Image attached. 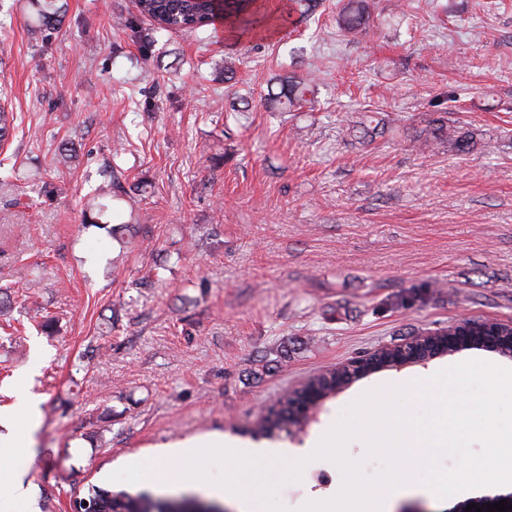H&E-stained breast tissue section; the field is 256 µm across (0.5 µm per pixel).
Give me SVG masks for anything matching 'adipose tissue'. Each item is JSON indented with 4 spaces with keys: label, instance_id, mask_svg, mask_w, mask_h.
<instances>
[{
    "label": "adipose tissue",
    "instance_id": "adipose-tissue-1",
    "mask_svg": "<svg viewBox=\"0 0 512 512\" xmlns=\"http://www.w3.org/2000/svg\"><path fill=\"white\" fill-rule=\"evenodd\" d=\"M38 424L34 403L25 388H18L10 411L0 413V425L7 429L0 434V512H18L27 503L22 472L6 467L5 460L17 443L34 446Z\"/></svg>",
    "mask_w": 512,
    "mask_h": 512
}]
</instances>
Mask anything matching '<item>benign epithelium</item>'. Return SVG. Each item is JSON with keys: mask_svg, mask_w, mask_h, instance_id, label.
Returning a JSON list of instances; mask_svg holds the SVG:
<instances>
[{"mask_svg": "<svg viewBox=\"0 0 512 512\" xmlns=\"http://www.w3.org/2000/svg\"><path fill=\"white\" fill-rule=\"evenodd\" d=\"M475 348L511 360L512 325L506 326L495 320L474 323L465 319L438 333L423 331L403 342L380 346L356 363L348 361L336 366V371L346 373L352 383L378 371L425 366L438 357ZM291 399L293 406L306 410L307 424L319 420L323 412L322 400L302 391L300 386L291 391Z\"/></svg>", "mask_w": 512, "mask_h": 512, "instance_id": "1", "label": "benign epithelium"}]
</instances>
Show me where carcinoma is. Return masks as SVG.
Masks as SVG:
<instances>
[{"instance_id": "carcinoma-1", "label": "carcinoma", "mask_w": 512, "mask_h": 512, "mask_svg": "<svg viewBox=\"0 0 512 512\" xmlns=\"http://www.w3.org/2000/svg\"><path fill=\"white\" fill-rule=\"evenodd\" d=\"M297 4L298 0H136L138 12L153 22L154 32L176 28L192 33L220 21L232 32L260 37L271 33L283 13L293 12ZM369 18L365 0H348L342 7L338 21L345 35L355 37L365 31ZM36 22L47 30L55 29L59 23L55 0H43ZM312 93L314 79L285 78L281 80V91L276 102L291 109L306 101ZM346 122L347 131L362 143H371L383 133L382 121L374 115L359 113L346 119ZM15 129L13 113L0 107V142L9 140ZM443 136L448 138V145L458 151L471 145L468 133L450 129L441 120L427 130L422 145L428 147ZM340 383L341 380L334 375H315L310 378V384L330 399L336 396V385ZM279 403L282 405L280 412H262L258 415L254 434L272 438L287 430L290 425L301 428L303 417L299 411L288 407V396H283ZM88 498L97 501L98 512H186V509L194 507V504L186 501L155 497L127 489L114 490L110 486L91 487Z\"/></svg>"}]
</instances>
